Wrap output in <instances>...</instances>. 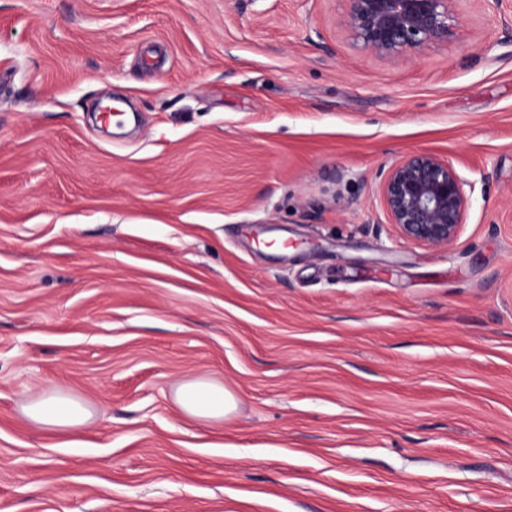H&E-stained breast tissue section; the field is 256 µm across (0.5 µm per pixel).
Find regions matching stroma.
Masks as SVG:
<instances>
[{"mask_svg": "<svg viewBox=\"0 0 512 512\" xmlns=\"http://www.w3.org/2000/svg\"><path fill=\"white\" fill-rule=\"evenodd\" d=\"M344 8L0 0V512H512V0L399 64ZM418 150L480 185L453 248L383 221ZM176 399L186 415L209 423L223 422L237 407L235 396L224 385L207 378L183 381ZM22 411L29 421L71 431L87 425L90 419L89 411L80 401L57 391H50L28 401Z\"/></svg>", "mask_w": 512, "mask_h": 512, "instance_id": "stroma-1", "label": "stroma"}]
</instances>
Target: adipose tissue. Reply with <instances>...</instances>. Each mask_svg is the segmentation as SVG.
I'll return each mask as SVG.
<instances>
[{"label":"adipose tissue","mask_w":512,"mask_h":512,"mask_svg":"<svg viewBox=\"0 0 512 512\" xmlns=\"http://www.w3.org/2000/svg\"><path fill=\"white\" fill-rule=\"evenodd\" d=\"M176 399L186 415L209 423L223 422L237 407V400L230 391L206 378L183 381ZM22 411L29 421L71 431L87 425L90 419L89 411L80 401L57 391L28 401Z\"/></svg>","instance_id":"obj_1"}]
</instances>
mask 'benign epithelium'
<instances>
[{"mask_svg":"<svg viewBox=\"0 0 512 512\" xmlns=\"http://www.w3.org/2000/svg\"><path fill=\"white\" fill-rule=\"evenodd\" d=\"M349 45L391 62L420 56L459 36L461 0H344ZM385 217L403 240L429 249L452 248L466 223L475 186L451 161L412 152L375 172Z\"/></svg>","mask_w":512,"mask_h":512,"instance_id":"benign-epithelium-1","label":"benign epithelium"}]
</instances>
